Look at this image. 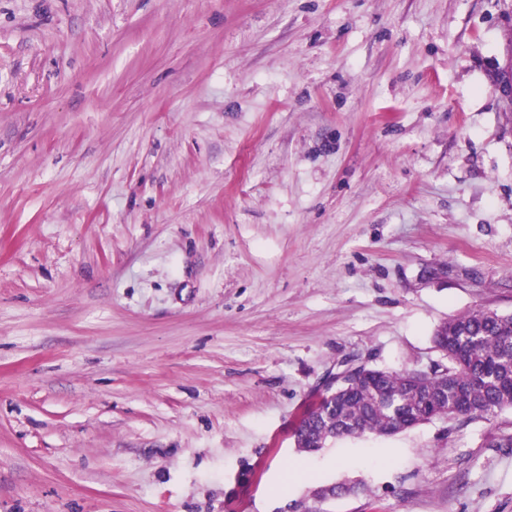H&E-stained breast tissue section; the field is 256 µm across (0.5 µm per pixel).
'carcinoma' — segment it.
Listing matches in <instances>:
<instances>
[{
	"label": "carcinoma",
	"instance_id": "obj_1",
	"mask_svg": "<svg viewBox=\"0 0 512 512\" xmlns=\"http://www.w3.org/2000/svg\"><path fill=\"white\" fill-rule=\"evenodd\" d=\"M433 342L448 364L421 374L372 367L348 389L318 396L292 427L297 447L315 452L365 433L392 436L435 418L512 408V314L475 309L438 326Z\"/></svg>",
	"mask_w": 512,
	"mask_h": 512
}]
</instances>
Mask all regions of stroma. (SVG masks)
Returning a JSON list of instances; mask_svg holds the SVG:
<instances>
[{
  "mask_svg": "<svg viewBox=\"0 0 512 512\" xmlns=\"http://www.w3.org/2000/svg\"><path fill=\"white\" fill-rule=\"evenodd\" d=\"M511 12L0 0V512H512V408L291 435L512 314ZM492 75L498 85L501 100L504 103L512 104V59L508 56L504 65L494 64Z\"/></svg>",
  "mask_w": 512,
  "mask_h": 512,
  "instance_id": "1",
  "label": "stroma"
}]
</instances>
